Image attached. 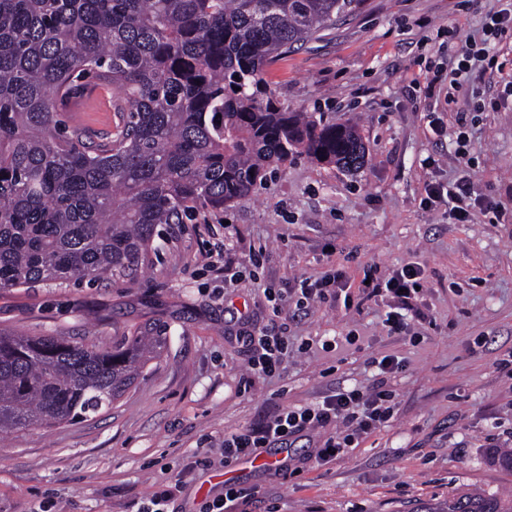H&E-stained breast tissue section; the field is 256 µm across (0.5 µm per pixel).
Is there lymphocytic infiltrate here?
<instances>
[{"instance_id":"f902f5d3","label":"lymphocytic infiltrate","mask_w":512,"mask_h":512,"mask_svg":"<svg viewBox=\"0 0 512 512\" xmlns=\"http://www.w3.org/2000/svg\"><path fill=\"white\" fill-rule=\"evenodd\" d=\"M512 31V0L501 9L487 15L480 37L448 45V91L456 93L477 63L490 61L491 55ZM428 197L446 198L448 207L459 223L470 220L471 203L480 197L471 173H464L450 182L447 189L429 187ZM421 271L407 266L394 272L385 282H370L373 295L388 294L397 301L396 311L390 312L386 323L391 332L408 326L407 313L421 287ZM248 344L254 351L250 371L261 378L279 372L288 353L287 323L271 322L258 332L249 334ZM394 416L392 394L384 386L372 393L360 389H341L322 402L304 407H284L266 416L260 423L242 428L224 437V461L232 463L255 456L258 449L286 443L293 437L334 427L315 451L317 461L326 462L341 457L354 448L358 440L388 423Z\"/></svg>"}]
</instances>
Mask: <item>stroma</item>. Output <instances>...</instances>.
Masks as SVG:
<instances>
[{"mask_svg": "<svg viewBox=\"0 0 512 512\" xmlns=\"http://www.w3.org/2000/svg\"><path fill=\"white\" fill-rule=\"evenodd\" d=\"M463 0H362L320 39L288 51L267 88L288 109L351 122L366 148L356 171L306 157L251 200L204 224H163L142 274L118 283L0 290V327L111 345L131 326H162L166 351L112 405L71 423L0 435V512H137L159 484L179 481L174 512H201L225 481L258 489L246 512H438L462 490L512 495V471L491 461L512 448V41L498 74L476 71L456 101L427 96L448 71L449 32L466 39L485 11ZM467 155L456 151L458 126ZM482 202L469 223L428 202L463 170ZM242 275L224 280V259ZM409 264L423 270L419 316L389 332L390 300L364 279ZM341 271L350 298L297 307V282ZM275 289L280 304L270 302ZM288 324L278 376L251 377L243 336ZM396 414L350 453L316 462L313 433L286 451L261 449L265 467H222L224 437L275 409L319 402L339 388L371 390L373 359Z\"/></svg>", "mask_w": 512, "mask_h": 512, "instance_id": "35a3bbf8", "label": "stroma"}]
</instances>
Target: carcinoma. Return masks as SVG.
I'll use <instances>...</instances> for the list:
<instances>
[{
  "label": "carcinoma",
  "instance_id": "1",
  "mask_svg": "<svg viewBox=\"0 0 512 512\" xmlns=\"http://www.w3.org/2000/svg\"><path fill=\"white\" fill-rule=\"evenodd\" d=\"M359 3L0 0V289L133 277L158 225L250 199L298 154L363 166L354 126L290 112L263 83ZM92 82L123 113L104 142L64 119ZM165 348L159 326L110 347L0 327V433L97 412ZM441 512H512V499L459 492Z\"/></svg>",
  "mask_w": 512,
  "mask_h": 512
}]
</instances>
